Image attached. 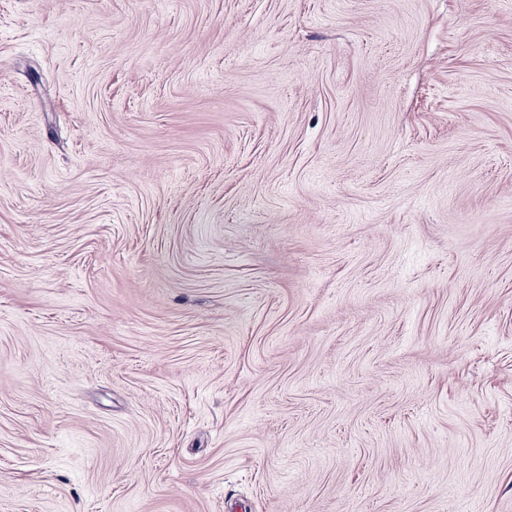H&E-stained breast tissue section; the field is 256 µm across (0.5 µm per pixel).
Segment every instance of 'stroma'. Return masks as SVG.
Segmentation results:
<instances>
[{"instance_id": "obj_1", "label": "stroma", "mask_w": 512, "mask_h": 512, "mask_svg": "<svg viewBox=\"0 0 512 512\" xmlns=\"http://www.w3.org/2000/svg\"><path fill=\"white\" fill-rule=\"evenodd\" d=\"M0 512H512V0H0Z\"/></svg>"}]
</instances>
